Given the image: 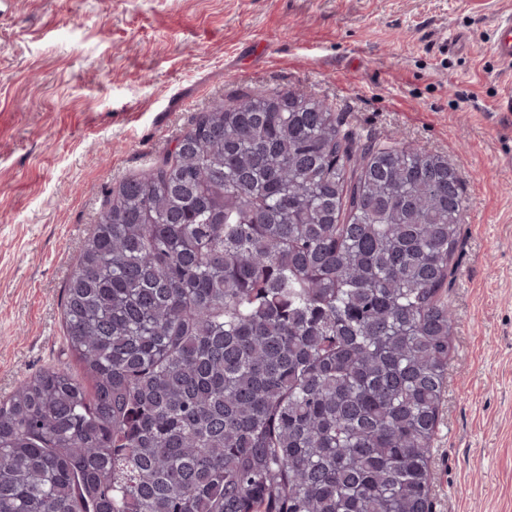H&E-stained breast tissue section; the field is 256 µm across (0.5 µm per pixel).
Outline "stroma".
I'll return each instance as SVG.
<instances>
[{
    "mask_svg": "<svg viewBox=\"0 0 512 512\" xmlns=\"http://www.w3.org/2000/svg\"><path fill=\"white\" fill-rule=\"evenodd\" d=\"M512 0H0V398L57 365L110 190L219 100L293 88L464 184L433 512H512ZM459 46H452L454 38ZM493 50L503 63L512 65V19L510 17L500 25Z\"/></svg>",
    "mask_w": 512,
    "mask_h": 512,
    "instance_id": "obj_1",
    "label": "stroma"
}]
</instances>
